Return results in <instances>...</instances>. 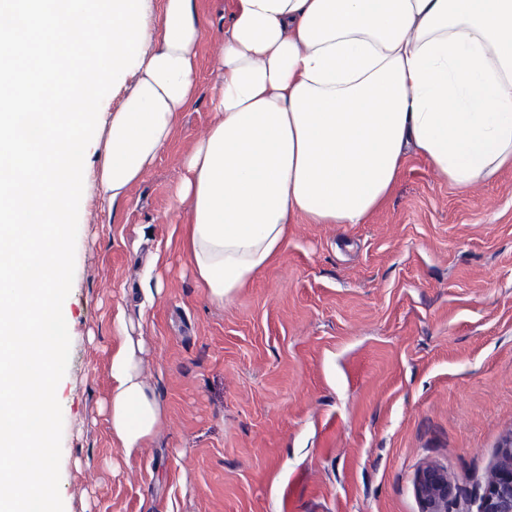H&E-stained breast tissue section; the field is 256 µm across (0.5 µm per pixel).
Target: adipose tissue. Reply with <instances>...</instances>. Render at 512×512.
Returning a JSON list of instances; mask_svg holds the SVG:
<instances>
[{
  "label": "adipose tissue",
  "mask_w": 512,
  "mask_h": 512,
  "mask_svg": "<svg viewBox=\"0 0 512 512\" xmlns=\"http://www.w3.org/2000/svg\"><path fill=\"white\" fill-rule=\"evenodd\" d=\"M13 0L0 14V512H46L45 426L60 338L69 202L126 199L192 102L204 33L194 0ZM92 27L96 42L74 39ZM131 75L117 111L96 91ZM105 132L98 169L75 150ZM469 186L512 167V0H232L221 92L185 159L181 248L209 302H231L282 252L298 216L361 224L407 152ZM106 400L136 455L165 420L119 326Z\"/></svg>",
  "instance_id": "adipose-tissue-1"
}]
</instances>
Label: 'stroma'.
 <instances>
[{"mask_svg": "<svg viewBox=\"0 0 512 512\" xmlns=\"http://www.w3.org/2000/svg\"><path fill=\"white\" fill-rule=\"evenodd\" d=\"M230 8L196 0L195 98L145 178L110 208L72 201L51 512H421L428 466L477 512L512 435V167L458 188L409 153L365 223L298 217L253 282L209 303L175 191L211 123ZM122 323L166 410L129 460L104 410Z\"/></svg>", "mask_w": 512, "mask_h": 512, "instance_id": "stroma-1", "label": "stroma"}]
</instances>
